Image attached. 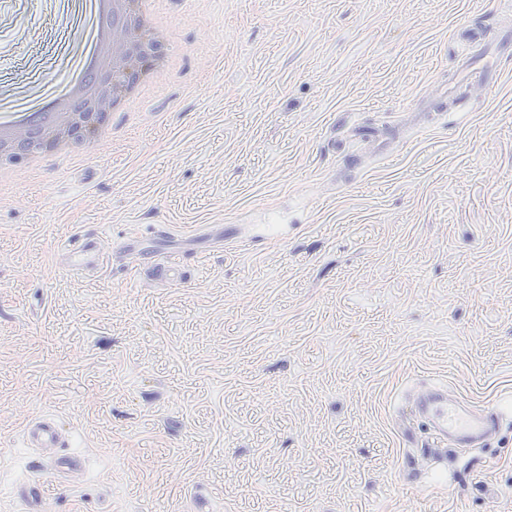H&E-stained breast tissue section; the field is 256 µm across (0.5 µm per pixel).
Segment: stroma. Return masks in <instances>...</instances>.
<instances>
[{
  "label": "stroma",
  "mask_w": 512,
  "mask_h": 512,
  "mask_svg": "<svg viewBox=\"0 0 512 512\" xmlns=\"http://www.w3.org/2000/svg\"><path fill=\"white\" fill-rule=\"evenodd\" d=\"M163 7L177 68L111 138L0 177V512H512V0ZM65 22L0 0V81L51 89ZM466 24L498 83L451 106ZM87 232L103 268L64 271ZM433 383L497 435L424 452ZM57 422L49 418H39L26 429L25 442L29 448H40L42 445L53 443L57 436Z\"/></svg>",
  "instance_id": "35a3bbf8"
}]
</instances>
